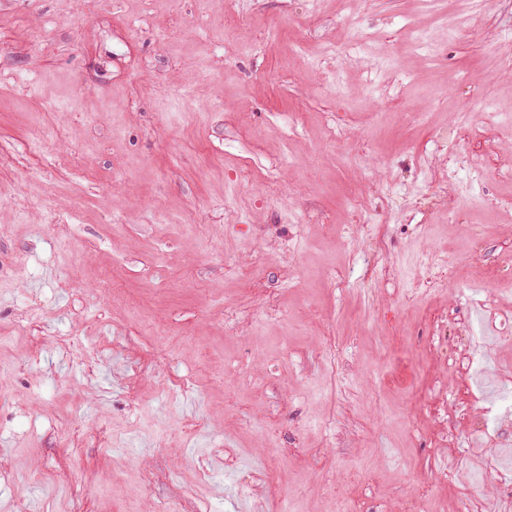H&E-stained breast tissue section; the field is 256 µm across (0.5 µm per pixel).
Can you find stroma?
<instances>
[{
	"label": "stroma",
	"mask_w": 512,
	"mask_h": 512,
	"mask_svg": "<svg viewBox=\"0 0 512 512\" xmlns=\"http://www.w3.org/2000/svg\"><path fill=\"white\" fill-rule=\"evenodd\" d=\"M506 59L512 0H0V512H499ZM477 432L489 443L512 444V399L502 400L495 408L484 410Z\"/></svg>",
	"instance_id": "stroma-1"
}]
</instances>
